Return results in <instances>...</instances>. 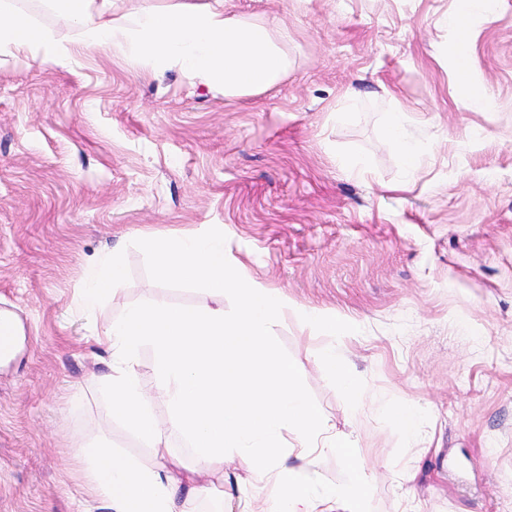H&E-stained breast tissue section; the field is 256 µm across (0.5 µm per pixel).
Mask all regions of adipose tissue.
Segmentation results:
<instances>
[{
    "label": "adipose tissue",
    "mask_w": 512,
    "mask_h": 512,
    "mask_svg": "<svg viewBox=\"0 0 512 512\" xmlns=\"http://www.w3.org/2000/svg\"><path fill=\"white\" fill-rule=\"evenodd\" d=\"M65 14L85 48L132 55L153 71L178 69L191 81L243 97L275 86L290 65L285 36L268 24L226 15L224 0H170L162 7L116 15V0H38ZM490 13L491 0H457L449 15L463 54L459 102L481 106L483 95L468 80L470 16ZM43 50L62 64L70 52L55 31L19 0H0V53ZM159 277L202 283L213 297L233 294L232 316L223 307L176 308L121 300L123 266L106 253L89 267L78 296L88 312L107 305L119 312L99 331L109 353L108 373L97 382L109 394L113 419L127 424L156 462L140 465L92 444L83 453L107 512H196L198 501L224 503L223 484L210 476L215 465L240 460L252 477L272 487L260 499L239 493L238 512H366L368 483L361 473L339 486L321 484L314 470L317 450L342 462L355 444L336 434L304 394L300 368L276 355L268 331L293 304L277 289L247 277L224 251V231L203 228L163 238L147 236ZM154 352V386L145 390L139 372L141 347ZM168 419H158L155 402ZM181 434L193 462L169 460L168 435Z\"/></svg>",
    "instance_id": "adipose-tissue-1"
}]
</instances>
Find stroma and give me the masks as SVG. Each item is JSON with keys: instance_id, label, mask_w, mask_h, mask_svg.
<instances>
[{"instance_id": "35a3bbf8", "label": "stroma", "mask_w": 512, "mask_h": 512, "mask_svg": "<svg viewBox=\"0 0 512 512\" xmlns=\"http://www.w3.org/2000/svg\"><path fill=\"white\" fill-rule=\"evenodd\" d=\"M455 0H226L286 31L272 88L229 98L177 69L70 47L0 54V512H106L80 446L108 439L151 464L92 377L111 309L80 310L85 270L123 258V301L210 303L158 276L142 232L223 227L224 249L295 311L274 352L336 433L356 445L370 512H512V0L471 18L468 70L489 108L455 102ZM400 112L424 165L384 133ZM353 323L310 333L301 309ZM344 354L352 385L326 374ZM422 411L407 434L389 407ZM323 364L327 372L340 384H348L350 381L349 374L344 364L343 356L336 347H330L323 352Z\"/></svg>"}]
</instances>
